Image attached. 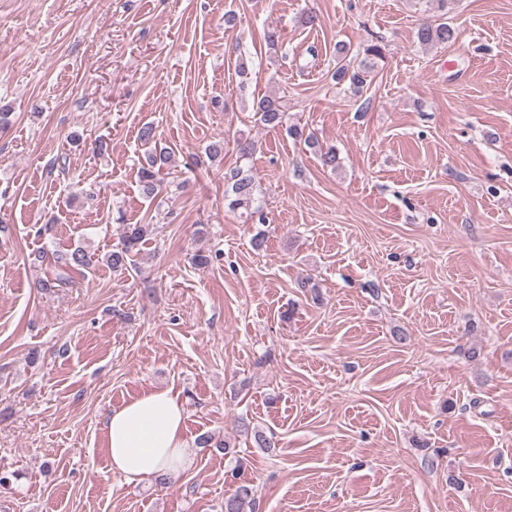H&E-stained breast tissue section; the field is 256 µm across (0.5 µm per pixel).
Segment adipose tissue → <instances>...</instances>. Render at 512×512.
<instances>
[{
    "label": "adipose tissue",
    "instance_id": "adipose-tissue-1",
    "mask_svg": "<svg viewBox=\"0 0 512 512\" xmlns=\"http://www.w3.org/2000/svg\"><path fill=\"white\" fill-rule=\"evenodd\" d=\"M184 408L168 390H151L112 408L104 422L110 467L128 483L185 469L191 450Z\"/></svg>",
    "mask_w": 512,
    "mask_h": 512
}]
</instances>
